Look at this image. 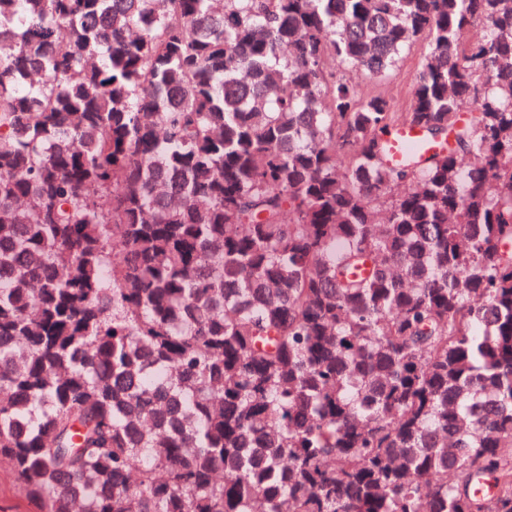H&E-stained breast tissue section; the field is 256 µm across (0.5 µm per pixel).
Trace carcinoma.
Listing matches in <instances>:
<instances>
[{
    "label": "carcinoma",
    "mask_w": 512,
    "mask_h": 512,
    "mask_svg": "<svg viewBox=\"0 0 512 512\" xmlns=\"http://www.w3.org/2000/svg\"><path fill=\"white\" fill-rule=\"evenodd\" d=\"M419 41L406 110L351 79ZM0 456L41 512H512V0H0ZM391 145L390 156L393 162H401L412 155L429 154L436 149L435 144L431 143L423 132L410 128L401 129L394 134Z\"/></svg>",
    "instance_id": "carcinoma-1"
}]
</instances>
